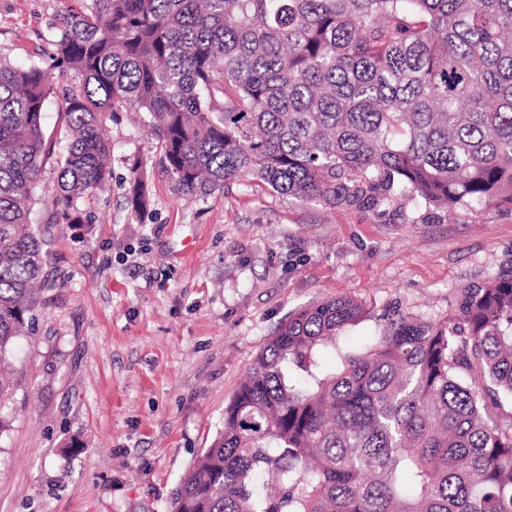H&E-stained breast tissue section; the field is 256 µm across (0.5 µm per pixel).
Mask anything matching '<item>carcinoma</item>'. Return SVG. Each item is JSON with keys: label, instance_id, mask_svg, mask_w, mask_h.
Instances as JSON below:
<instances>
[{"label": "carcinoma", "instance_id": "1", "mask_svg": "<svg viewBox=\"0 0 512 512\" xmlns=\"http://www.w3.org/2000/svg\"><path fill=\"white\" fill-rule=\"evenodd\" d=\"M50 69L0 63V361L45 284L39 224H85L112 180L106 130L137 112L179 190L235 181L305 203L512 206V0H89ZM57 165L51 212L35 189ZM132 210L147 211L140 182ZM352 299L288 317L186 471L175 512H512V274L456 318L385 314L363 350L318 357ZM17 388L0 371V405ZM54 77L51 79L52 93L49 96L46 111H45V125L49 130H51L54 126L60 122V114L58 109V93L61 92L63 86L68 85L73 82V74L60 77L58 74H54Z\"/></svg>", "mask_w": 512, "mask_h": 512}]
</instances>
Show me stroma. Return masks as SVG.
Wrapping results in <instances>:
<instances>
[{
	"label": "stroma",
	"mask_w": 512,
	"mask_h": 512,
	"mask_svg": "<svg viewBox=\"0 0 512 512\" xmlns=\"http://www.w3.org/2000/svg\"><path fill=\"white\" fill-rule=\"evenodd\" d=\"M86 0H0V61L44 65L51 31ZM112 181L86 224H46L49 283L13 352L0 434V512H173L181 477L224 422L289 313L326 299L366 313L454 315L461 294L512 270V206L448 212L401 198L370 209L299 203L230 184L178 190L133 113L109 125ZM146 216L129 203L135 180Z\"/></svg>",
	"instance_id": "obj_1"
}]
</instances>
